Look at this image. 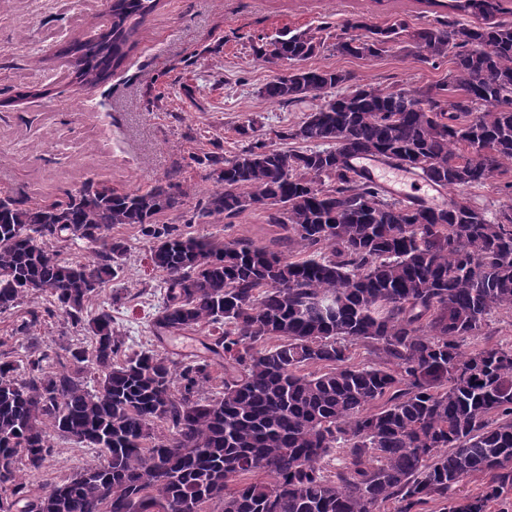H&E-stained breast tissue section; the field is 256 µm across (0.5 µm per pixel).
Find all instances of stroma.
Returning a JSON list of instances; mask_svg holds the SVG:
<instances>
[{
    "instance_id": "obj_1",
    "label": "stroma",
    "mask_w": 512,
    "mask_h": 512,
    "mask_svg": "<svg viewBox=\"0 0 512 512\" xmlns=\"http://www.w3.org/2000/svg\"><path fill=\"white\" fill-rule=\"evenodd\" d=\"M104 12V0H0V188L51 198L92 178L136 191L176 170L190 195L167 220L189 235L265 241L275 234L260 211L232 218L227 228L184 218L213 187L204 169L189 165L190 153L210 151L217 141L225 156L235 155L245 144L236 128L250 119L266 139L300 121L304 106L260 95L286 70L256 56L279 31L321 27L324 44L307 67L349 73L355 87L424 88L446 82L452 68L448 60L419 62L402 43L378 58L334 49L343 20L354 14L379 26L434 22L436 13L421 0H160L140 29L137 48L108 81L89 90L57 77L58 49L94 28ZM26 88L40 90V97L17 99ZM511 182L508 164L484 185L442 192L436 204L462 200L493 214L512 203ZM112 235L127 246L108 287L121 296L112 314L127 346L179 359L201 353L196 338L153 335L161 303L155 287L163 275L152 270L150 244L137 228L122 226ZM51 442L55 452L44 468L22 473L31 493L95 459V449L56 436Z\"/></svg>"
}]
</instances>
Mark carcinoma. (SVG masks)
Wrapping results in <instances>:
<instances>
[{
    "instance_id": "cac0c4a2",
    "label": "carcinoma",
    "mask_w": 512,
    "mask_h": 512,
    "mask_svg": "<svg viewBox=\"0 0 512 512\" xmlns=\"http://www.w3.org/2000/svg\"><path fill=\"white\" fill-rule=\"evenodd\" d=\"M503 2L425 0L474 18L465 26L343 21L342 55L378 57L403 38L422 62L453 57L448 82L424 90L330 95L351 77L303 66L321 45L314 32L266 44L262 57L289 69L262 96L319 104L275 133L292 149L250 120L232 158L191 155L215 188L188 223L260 209L280 229L271 245L165 223L187 197L176 170L139 192L93 180L53 200L0 189V313L47 294L51 307L28 308L14 334L31 335L44 312L93 342L63 355L33 343L23 366L0 353V512H487L512 488V346L464 348L492 311L512 312V205L490 219L464 201L399 199L356 166L371 157L444 191L512 164ZM158 4L112 0L94 36L59 51L69 75L105 82ZM120 225L139 228L165 274L154 335L200 334L204 354L130 350L116 297L86 315L120 271ZM78 240L91 259L60 257ZM357 342L374 362L349 364ZM49 428L98 456L32 495L20 472L54 454ZM474 474L489 476L482 493L454 497Z\"/></svg>"
}]
</instances>
